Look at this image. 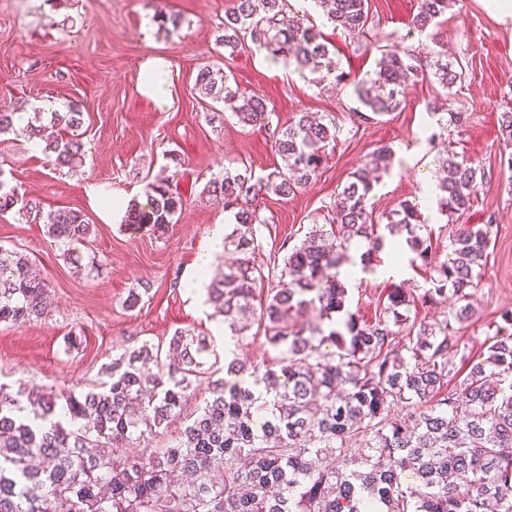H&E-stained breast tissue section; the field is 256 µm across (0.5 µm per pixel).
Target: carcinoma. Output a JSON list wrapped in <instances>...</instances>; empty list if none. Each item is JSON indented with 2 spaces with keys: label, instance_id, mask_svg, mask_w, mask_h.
I'll return each instance as SVG.
<instances>
[{
  "label": "carcinoma",
  "instance_id": "carcinoma-1",
  "mask_svg": "<svg viewBox=\"0 0 512 512\" xmlns=\"http://www.w3.org/2000/svg\"><path fill=\"white\" fill-rule=\"evenodd\" d=\"M288 0H231L216 41L235 52L248 39L259 50L282 56L314 73L346 81L328 44L305 16L285 18ZM328 22L352 36L372 25L368 0H314ZM456 0H418L415 28L439 26ZM160 30L178 27V16L156 7ZM433 50L383 51L374 77L355 84L367 122L398 110L409 81L424 76ZM434 78L445 90L463 71L436 60ZM199 93L224 101L239 123L266 127L271 111L263 95L244 96L199 69ZM27 124L29 137L45 142L57 167L83 163L75 138L83 113H42ZM281 164L256 180L231 163L210 182L233 212L224 251L234 259L207 288L208 302L222 318L224 335L241 340L257 334L280 352L279 368L246 365L224 356V377L211 382L210 398L184 418L177 436L161 446L137 448L124 457L104 451L147 438L181 418L204 375L216 373L217 353L204 336L177 330L161 359L143 345L112 360L106 380L76 395L35 387L8 391L0 385V512H512V333L488 338L484 362L471 366L455 388L448 377L455 358L468 361L452 322L471 315L470 290L488 256L491 225H459L452 257L432 263L431 237L418 203L404 200L385 216V229L401 237L411 266L429 267L423 292L400 282L391 286L378 316L350 311L341 268L351 264L354 241L369 269L385 244L369 211L378 175L388 173L393 154L372 153L326 206L331 232L320 227L263 273L256 225L265 223L262 192L288 196L317 179L336 124L301 112L272 131ZM444 176L432 195L437 211L453 221L466 214L484 179L476 166L447 151ZM147 207L126 211L131 224L162 230L186 200L166 184H149ZM18 207L70 251L90 233L86 215L59 208L47 214L35 200L0 182V211ZM47 284L32 273L29 258L0 247V323L20 325L48 314ZM446 300L443 319L426 323L412 307ZM315 312L299 324L292 315ZM333 350H327V347ZM154 363L157 372H145ZM409 411L408 422L392 407ZM71 423L65 428L63 422ZM415 475L407 485L404 476Z\"/></svg>",
  "mask_w": 512,
  "mask_h": 512
}]
</instances>
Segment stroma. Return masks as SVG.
Here are the masks:
<instances>
[{
    "instance_id": "1",
    "label": "stroma",
    "mask_w": 512,
    "mask_h": 512,
    "mask_svg": "<svg viewBox=\"0 0 512 512\" xmlns=\"http://www.w3.org/2000/svg\"><path fill=\"white\" fill-rule=\"evenodd\" d=\"M229 0H0V110L32 115L34 110L84 114L79 130L85 158L74 169H56L39 140L17 131L0 136V181L44 210H81L91 233L75 252L92 272H79L44 225L29 223L17 210L0 212V246L31 257L49 285L45 319L25 325L0 323V383L23 382L52 390L85 392L103 379L106 366L125 351L148 345L167 351L176 329L224 339L207 304L205 288L189 294L186 283L216 224H229L209 193L210 180L227 160L244 163L263 178L281 159L270 130L238 122L223 102L195 88L199 68L233 76L241 93L262 94L273 120L286 122L309 112L336 123V145L321 176L295 192L261 201L258 264L282 261L373 151L388 147L393 167L370 195L375 216L387 215L405 199L417 202L432 234L437 259L451 251V227L431 204L430 188L441 176L447 150L480 165L486 181L463 218L492 227L482 281L472 297L474 313L454 324L470 362L483 361L488 336L504 310H512V184L500 173L512 159L499 131V115L512 111V24L497 22L482 0H457L439 27L440 50L460 62L464 77L444 90L434 77L410 84L402 107L377 120L358 121L353 85L373 74L380 47L406 48L426 41L411 23L417 0H369L373 26L366 35L336 29L313 0H288L289 12H306L335 59L349 75L340 86L316 83L309 71L250 48L228 53L216 42ZM178 14L181 23L162 34L156 8ZM158 57L168 63L170 105L159 109L141 90L142 67ZM461 112L463 124L433 136L430 112ZM169 180L186 201L168 232L148 226L106 222L87 197L88 186L124 203L145 202L149 181ZM368 271L350 286L352 309L364 318L391 284L424 285L425 271L395 268L381 250ZM140 301L129 306V294Z\"/></svg>"
}]
</instances>
